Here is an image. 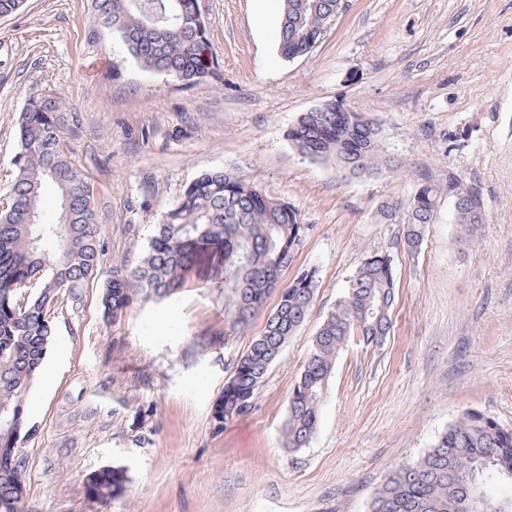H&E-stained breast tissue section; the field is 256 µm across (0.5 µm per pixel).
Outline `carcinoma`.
Returning a JSON list of instances; mask_svg holds the SVG:
<instances>
[{
    "label": "carcinoma",
    "instance_id": "1",
    "mask_svg": "<svg viewBox=\"0 0 512 512\" xmlns=\"http://www.w3.org/2000/svg\"><path fill=\"white\" fill-rule=\"evenodd\" d=\"M193 0H93V20L119 34L145 70L164 73L185 86L219 79L209 54L206 26ZM281 53L307 56L340 12L343 0H282ZM63 100L56 94L30 99L18 117L15 174L0 208V512H19L27 492L21 442L29 433L26 401L53 336L50 310L58 298L79 299L80 289L100 274L102 247L93 190L82 165L66 150ZM378 124L336 111L330 101L300 115L288 140L302 154L332 161L353 177H376L388 166L381 156ZM55 186L56 224L41 221L43 185ZM455 223L466 240L484 214L473 187L458 182ZM439 191L420 187L402 227L404 248L423 242ZM298 209L267 195L244 175L212 170L199 175L170 208L136 264L112 265L101 296L103 320L114 322L140 302L181 293L191 278L203 279L224 300V339L241 335L280 290L276 310L252 339L224 382L214 418L248 412L257 390L288 340L304 323L317 287L312 271L280 289L279 272L304 242ZM33 283L25 303L20 292ZM394 275L391 256L373 253L357 269L345 295L325 316L289 397L285 447L308 446L315 436L326 386L342 348L354 336L371 344L392 325ZM512 478V428L467 410L418 460L390 470L369 503V512H461L463 486L483 492L485 478ZM122 469L107 467L86 480L97 498L125 491Z\"/></svg>",
    "mask_w": 512,
    "mask_h": 512
}]
</instances>
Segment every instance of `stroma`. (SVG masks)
<instances>
[{"label":"stroma","mask_w":512,"mask_h":512,"mask_svg":"<svg viewBox=\"0 0 512 512\" xmlns=\"http://www.w3.org/2000/svg\"><path fill=\"white\" fill-rule=\"evenodd\" d=\"M220 78L192 88L146 71L91 0H26L0 18V188L12 178L30 97L64 96L67 143L94 186L103 269L144 251L201 173L230 169L288 201L306 224L280 274L315 270L305 323L251 409L217 423L224 382L277 306L224 341V307L203 283L106 324L101 280L61 297L26 403L21 512H368L385 474L414 461L468 409L512 427V0H344L313 51H279L281 0H199ZM341 99L382 128L377 177L349 178L287 137ZM480 187L476 243L459 239L453 177ZM442 190L417 252L399 246L423 181ZM393 258L392 327L351 340L329 378L308 447L284 446L288 399L324 317L369 251ZM127 475L104 503L103 467ZM126 476L122 469L107 467L95 471L86 480L87 492L101 499L116 498L125 491Z\"/></svg>","instance_id":"stroma-1"}]
</instances>
